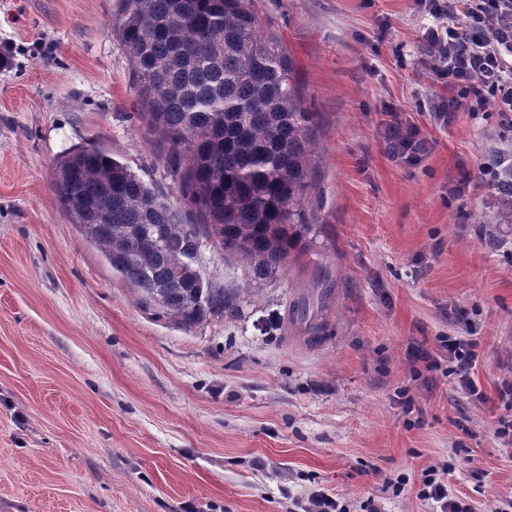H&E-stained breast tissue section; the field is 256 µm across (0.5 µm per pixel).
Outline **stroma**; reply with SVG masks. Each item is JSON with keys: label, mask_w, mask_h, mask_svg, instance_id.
Here are the masks:
<instances>
[{"label": "stroma", "mask_w": 512, "mask_h": 512, "mask_svg": "<svg viewBox=\"0 0 512 512\" xmlns=\"http://www.w3.org/2000/svg\"><path fill=\"white\" fill-rule=\"evenodd\" d=\"M112 6L0 0V512H302L318 490L346 512H431L413 481L453 455L472 512L512 500V445L491 432L512 383V244L476 221L503 127L492 103L430 111L452 91L432 80L428 18L409 0H250L314 114L311 253L238 321L184 329L139 304L54 189L63 152L95 144L188 209ZM388 105L427 142L417 164L387 149ZM320 264L336 284L312 341L279 318ZM201 270L248 282L212 249ZM443 336L477 342L478 396L410 356L447 359Z\"/></svg>", "instance_id": "35a3bbf8"}]
</instances>
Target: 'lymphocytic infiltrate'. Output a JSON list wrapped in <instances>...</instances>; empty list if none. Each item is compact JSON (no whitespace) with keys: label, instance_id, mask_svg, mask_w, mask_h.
<instances>
[{"label":"lymphocytic infiltrate","instance_id":"1","mask_svg":"<svg viewBox=\"0 0 512 512\" xmlns=\"http://www.w3.org/2000/svg\"><path fill=\"white\" fill-rule=\"evenodd\" d=\"M432 22L425 38L434 52L431 72L435 81L454 89L455 94L437 107L444 120L459 110L480 112L488 99H495L500 114L512 112V0H415ZM393 157L418 163L426 144L398 118H391L384 131ZM448 360L440 362L428 351L419 357L428 371L441 372L459 386L475 391L471 369L478 360L473 340L448 339ZM454 465L424 470L420 476L419 499L430 502L432 512H471L469 505L452 493L447 477Z\"/></svg>","mask_w":512,"mask_h":512}]
</instances>
